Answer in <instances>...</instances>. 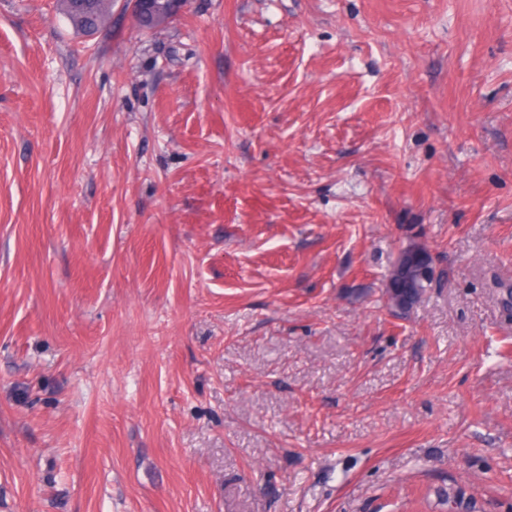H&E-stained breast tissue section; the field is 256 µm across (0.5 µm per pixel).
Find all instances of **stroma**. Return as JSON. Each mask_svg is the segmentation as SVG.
<instances>
[{"label": "stroma", "instance_id": "stroma-1", "mask_svg": "<svg viewBox=\"0 0 512 512\" xmlns=\"http://www.w3.org/2000/svg\"><path fill=\"white\" fill-rule=\"evenodd\" d=\"M504 286L512 0H0V512H512ZM112 0H62L73 27L84 34L94 33L106 22ZM398 275L410 279V288H396L393 295L388 294V305L407 316L421 301L428 288L440 279L435 277L434 261L431 254L422 246L412 244L402 250L393 265L390 280H396Z\"/></svg>", "mask_w": 512, "mask_h": 512}]
</instances>
